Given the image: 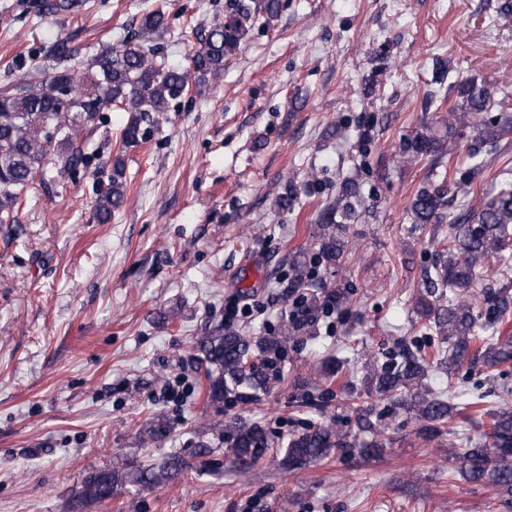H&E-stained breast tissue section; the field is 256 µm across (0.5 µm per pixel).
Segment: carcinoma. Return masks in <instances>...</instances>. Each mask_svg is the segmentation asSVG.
Here are the masks:
<instances>
[{"label": "carcinoma", "instance_id": "obj_1", "mask_svg": "<svg viewBox=\"0 0 512 512\" xmlns=\"http://www.w3.org/2000/svg\"><path fill=\"white\" fill-rule=\"evenodd\" d=\"M285 7L284 0H226L224 17L217 18L204 32L182 33L190 55L187 64L157 59L149 36L164 28L163 9L144 14L138 31L102 48L84 59L59 47L54 55L58 66L39 80H17L0 87V224L15 222L19 202L35 178L50 167L56 178L77 171L87 159L86 141L104 113L119 107L133 113L122 131L125 145L145 140L142 123H160V116L172 103L191 92L193 84L224 70V58L239 50L255 28H271ZM71 87V96L61 104L57 89ZM469 111H486L489 91L474 84L463 86ZM439 151L432 138L406 139L400 156L417 161ZM125 165L121 155L112 157V176L107 187L97 193L94 219L112 221L125 197ZM357 189L344 184L334 203L323 207L316 225L318 249L309 258L293 256L289 262L288 287L299 292L300 307L287 315L271 336H247L222 321L198 337L195 348L206 366L205 394L213 404L246 401L267 390L269 376L252 361L258 355L270 359L279 355L293 336H316L322 317L333 307L350 300L345 288L315 289L319 269L336 266L343 258L347 242V222L356 218ZM448 206V187L430 184L421 188L411 203L413 222L441 224ZM512 189L503 188L494 197L472 207L448 225L447 256L435 264L425 279L432 301L420 299L418 312L428 325L448 342V357L439 359L448 375H454L470 356L488 368L512 364V337L486 339L480 333L494 329L496 321H479L477 300L447 297L451 288L469 287L495 253L506 247L512 234ZM398 350L373 374L374 391L384 397H410L420 429L429 438L442 432L458 412L456 396L444 399L424 384L432 363L420 346L397 341ZM485 396L478 394L467 406L490 418L491 442L470 444L458 457L457 471L465 479L484 483L512 495V407L484 408ZM170 430L168 420L156 415L144 429L143 439L156 441ZM383 431L369 420L350 434L336 421L310 426L288 439L282 464L288 470L304 468L329 457L337 450L354 448L365 457H378L384 450ZM229 452L233 461L246 467L273 449L266 430L259 424L243 425L229 431ZM187 468L185 459L171 454L149 464L129 463L123 467L93 468L82 479L70 501V512H85L87 506L110 500L133 489L161 486L176 479Z\"/></svg>", "mask_w": 512, "mask_h": 512}]
</instances>
